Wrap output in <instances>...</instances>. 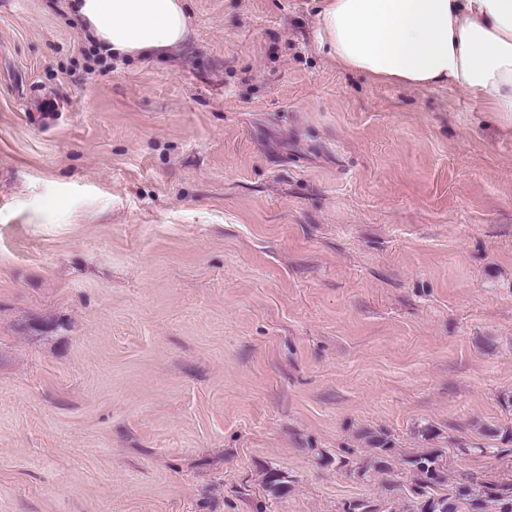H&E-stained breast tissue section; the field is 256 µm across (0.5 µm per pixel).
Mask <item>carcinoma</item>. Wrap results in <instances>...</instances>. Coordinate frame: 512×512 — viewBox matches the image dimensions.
I'll return each mask as SVG.
<instances>
[{
    "instance_id": "cac0c4a2",
    "label": "carcinoma",
    "mask_w": 512,
    "mask_h": 512,
    "mask_svg": "<svg viewBox=\"0 0 512 512\" xmlns=\"http://www.w3.org/2000/svg\"><path fill=\"white\" fill-rule=\"evenodd\" d=\"M367 442L372 453L360 467L359 476L389 470L393 453L390 440L370 432ZM404 463L412 474L406 512H512V482L485 480L472 475L447 488L448 477L438 449L410 455ZM344 512H401V507L389 499L379 505L356 499L345 504Z\"/></svg>"
}]
</instances>
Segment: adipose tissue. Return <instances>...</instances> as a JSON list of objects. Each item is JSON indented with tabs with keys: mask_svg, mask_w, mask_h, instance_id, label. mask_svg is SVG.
Listing matches in <instances>:
<instances>
[{
	"mask_svg": "<svg viewBox=\"0 0 512 512\" xmlns=\"http://www.w3.org/2000/svg\"><path fill=\"white\" fill-rule=\"evenodd\" d=\"M102 55L164 57L191 34L187 0H73ZM319 49L380 83L470 93L512 130V0H319Z\"/></svg>",
	"mask_w": 512,
	"mask_h": 512,
	"instance_id": "obj_1",
	"label": "adipose tissue"
}]
</instances>
